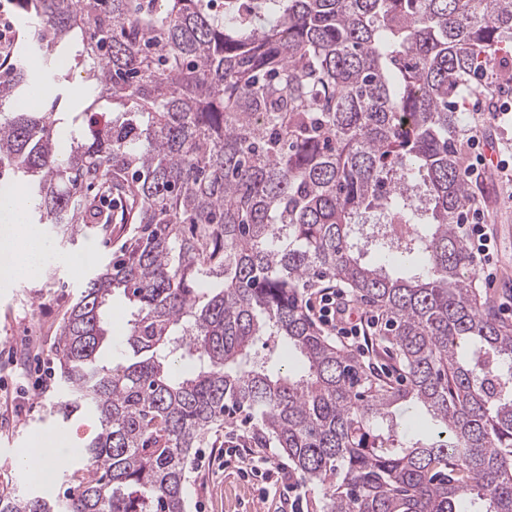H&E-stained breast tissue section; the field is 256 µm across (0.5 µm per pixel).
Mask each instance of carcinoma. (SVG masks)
Returning <instances> with one entry per match:
<instances>
[{"mask_svg": "<svg viewBox=\"0 0 512 512\" xmlns=\"http://www.w3.org/2000/svg\"><path fill=\"white\" fill-rule=\"evenodd\" d=\"M16 2L0 178L60 243L121 245L56 333L55 414L99 423L84 463L0 512H185L193 450L237 413L323 490L311 512H512V324L476 286L454 105L512 43V0ZM79 68L80 111L22 107ZM327 281L381 314L396 379L311 319ZM116 294L132 358L107 367Z\"/></svg>", "mask_w": 512, "mask_h": 512, "instance_id": "cac0c4a2", "label": "carcinoma"}]
</instances>
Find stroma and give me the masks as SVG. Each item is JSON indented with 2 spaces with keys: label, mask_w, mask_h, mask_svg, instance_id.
<instances>
[{
  "label": "stroma",
  "mask_w": 512,
  "mask_h": 512,
  "mask_svg": "<svg viewBox=\"0 0 512 512\" xmlns=\"http://www.w3.org/2000/svg\"><path fill=\"white\" fill-rule=\"evenodd\" d=\"M476 207L483 210L497 243V263L492 287L484 297L494 304L499 316L512 322V198L505 194L497 177L483 179L473 188ZM48 256L39 280H18L0 286V490L17 489L25 494L34 483L18 462L34 436L62 439L66 448L62 470L81 464L77 448L83 447L96 421L83 414L67 425H59L49 409L56 400L54 338L66 307L79 296L85 271L74 270L72 257L90 255L92 261L109 258L111 245L97 238L79 239L76 245H61L52 228H45ZM249 423L234 419L224 430L211 432L204 452L212 453L208 465L192 456L188 465L186 512H277L275 503H261L253 478L244 476L235 458L223 449L225 431H250Z\"/></svg>",
  "instance_id": "stroma-1"
}]
</instances>
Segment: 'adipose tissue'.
<instances>
[{
    "label": "adipose tissue",
    "mask_w": 512,
    "mask_h": 512,
    "mask_svg": "<svg viewBox=\"0 0 512 512\" xmlns=\"http://www.w3.org/2000/svg\"><path fill=\"white\" fill-rule=\"evenodd\" d=\"M27 207L20 194L10 203L0 202V285L42 274L46 242L41 225L29 222Z\"/></svg>",
    "instance_id": "obj_1"
}]
</instances>
